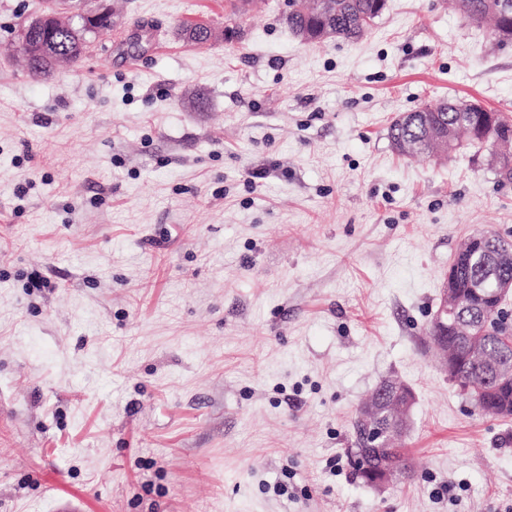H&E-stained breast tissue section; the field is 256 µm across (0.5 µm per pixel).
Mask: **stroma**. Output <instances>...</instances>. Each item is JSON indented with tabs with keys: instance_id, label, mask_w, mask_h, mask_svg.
I'll return each instance as SVG.
<instances>
[{
	"instance_id": "stroma-1",
	"label": "stroma",
	"mask_w": 512,
	"mask_h": 512,
	"mask_svg": "<svg viewBox=\"0 0 512 512\" xmlns=\"http://www.w3.org/2000/svg\"><path fill=\"white\" fill-rule=\"evenodd\" d=\"M115 10L50 75L0 56V512H512V417L428 336L463 240H512V182L387 138L441 98L512 116V43L450 0L316 45L287 0ZM233 13L240 41L175 36ZM389 377L415 472L381 493L346 450Z\"/></svg>"
}]
</instances>
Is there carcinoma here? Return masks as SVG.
Wrapping results in <instances>:
<instances>
[{
  "mask_svg": "<svg viewBox=\"0 0 512 512\" xmlns=\"http://www.w3.org/2000/svg\"><path fill=\"white\" fill-rule=\"evenodd\" d=\"M387 0H323V12L319 13L313 6H305V0H288L286 21L292 34L308 44L320 43L331 37L357 40L379 18L386 9ZM499 0H455L456 8L469 21L479 25L487 21L497 23L496 7ZM187 30L184 41L191 44H205L211 36V26L200 22H185ZM91 34L84 33L80 16H75L69 27L57 30L51 41H41L42 50L38 55L29 54L28 48L20 43H11L3 48L7 54L22 56L28 70L37 75L49 72L54 65L62 61H75L88 48ZM485 108L471 109L465 113L468 126L457 129L453 142L448 144V152H453L462 139L468 143L481 145L485 141L496 140L504 145L512 144V117L497 113L496 125L481 129V112ZM456 113L448 111V102L442 100L427 104L419 111L408 112L391 122L388 138L392 147L401 155L415 149L416 141L425 134V124L433 125L443 131L454 123ZM458 277L463 290L471 291L475 281L492 275L495 279L512 278V260H500L489 268H472L463 259L455 262ZM506 298L474 299L473 306L464 315V321L471 327L474 339L481 342L498 363L512 366V322ZM457 353L462 360L458 379L463 394L473 399L475 407L483 414L507 418L512 416V374L500 373L494 366L481 365L470 360L468 342L463 340L457 346ZM352 430L355 447L349 451V464L352 475L362 485H368L370 477L355 464L372 469L382 461L401 464L405 461L402 448L386 446L370 448L363 437L365 426L353 420Z\"/></svg>",
  "mask_w": 512,
  "mask_h": 512,
  "instance_id": "obj_1",
  "label": "carcinoma"
}]
</instances>
